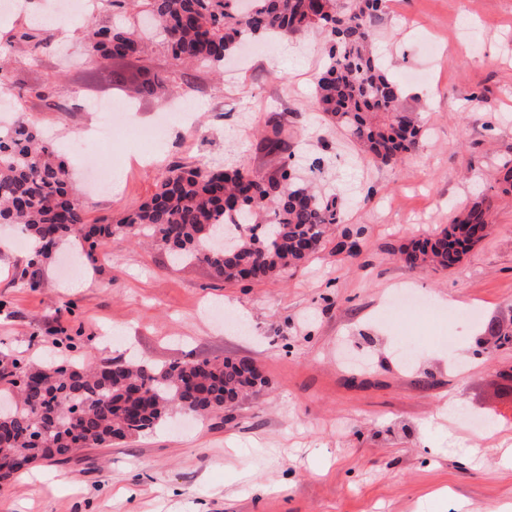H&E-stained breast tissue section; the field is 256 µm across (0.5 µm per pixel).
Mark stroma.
<instances>
[{"label": "stroma", "mask_w": 512, "mask_h": 512, "mask_svg": "<svg viewBox=\"0 0 512 512\" xmlns=\"http://www.w3.org/2000/svg\"><path fill=\"white\" fill-rule=\"evenodd\" d=\"M75 27L62 54L20 58L0 85L21 95L74 169L111 165L112 193L76 183L88 223L148 200L176 163L274 171L281 154L260 144L274 113L296 170L322 161L319 183L340 191L344 221L300 268L248 283L114 236L80 262L65 250L43 260L31 290L17 281L30 249L0 250V354L246 357L265 378L234 411L176 412L147 435L36 464L0 484V512H512V461L501 463L499 446L512 436V347L491 349L487 332L492 317H512V192L500 184L512 164V0H388L376 52L427 129L419 150L391 165L360 159L322 121L315 33L264 43L221 77L178 65L154 40L147 64L166 88L156 100L90 80L87 24ZM47 83L70 111L30 97ZM94 100L125 107L136 126L169 117L171 130L152 143L117 126L85 148ZM482 198L493 227L459 265L418 272L401 261L402 248ZM402 289L424 307L388 317ZM402 341L417 347L406 364ZM450 400L487 436L455 419Z\"/></svg>", "instance_id": "stroma-1"}]
</instances>
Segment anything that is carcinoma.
Wrapping results in <instances>:
<instances>
[{"mask_svg":"<svg viewBox=\"0 0 512 512\" xmlns=\"http://www.w3.org/2000/svg\"><path fill=\"white\" fill-rule=\"evenodd\" d=\"M131 0L162 38L175 61L216 70L250 40L317 31L326 46L315 79L322 119L341 128L362 157L385 165L414 153L425 134L420 113L405 106L399 84L373 51L376 25L387 0ZM55 36L28 26L0 38V71L18 46L34 53L52 49ZM86 52L96 72L126 83L114 62L145 53L136 32L92 23ZM15 113L0 123V224H11L36 243L19 280L39 286L38 265L65 241L93 246L101 238L141 234L182 261L212 269L226 283L261 281L305 262L343 221L341 197L317 189L288 160L271 173L238 164L171 166L151 198L107 224H89L76 193L72 168L57 146L24 117L18 100L0 98ZM282 124L266 139L270 153L287 150ZM491 206L475 202L434 237L402 251L410 268L451 269L462 261L460 236L489 229ZM500 346L512 345V318L489 322ZM262 373L244 359L180 360L163 365L104 360L86 365L28 363L0 358V458L67 461L76 448H99L150 433L173 411L204 416L232 411L259 393Z\"/></svg>","mask_w":512,"mask_h":512,"instance_id":"1","label":"carcinoma"}]
</instances>
